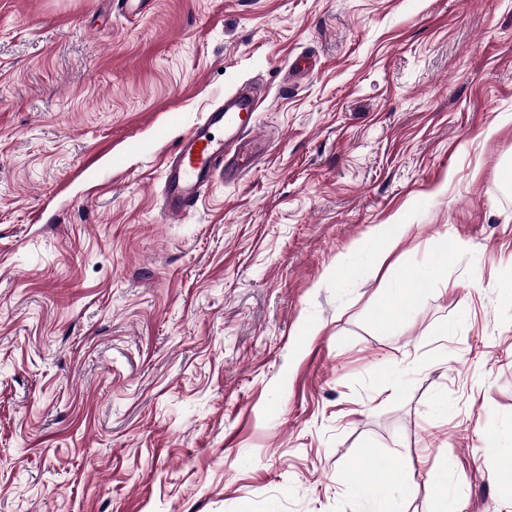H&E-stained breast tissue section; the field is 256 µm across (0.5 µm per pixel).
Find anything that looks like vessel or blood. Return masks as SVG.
<instances>
[{
    "label": "vessel or blood",
    "mask_w": 512,
    "mask_h": 512,
    "mask_svg": "<svg viewBox=\"0 0 512 512\" xmlns=\"http://www.w3.org/2000/svg\"><path fill=\"white\" fill-rule=\"evenodd\" d=\"M259 99L251 91L225 95L176 144L163 173V211L179 220L193 212L217 177L238 179L251 173L259 149L246 138L256 129Z\"/></svg>",
    "instance_id": "1"
}]
</instances>
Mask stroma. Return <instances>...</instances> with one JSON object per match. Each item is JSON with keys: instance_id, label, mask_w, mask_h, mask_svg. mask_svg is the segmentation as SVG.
<instances>
[{"instance_id": "stroma-1", "label": "stroma", "mask_w": 512, "mask_h": 512, "mask_svg": "<svg viewBox=\"0 0 512 512\" xmlns=\"http://www.w3.org/2000/svg\"><path fill=\"white\" fill-rule=\"evenodd\" d=\"M246 83L256 170L168 220ZM509 288L512 0H0V512H512ZM406 283L399 298L389 297L377 313L378 322L384 326H390L409 314L422 301L421 286L427 280L419 270L410 272L405 277ZM346 481L371 500L370 512H396L393 495L408 496L413 491L404 477L374 466L354 468L346 475Z\"/></svg>"}]
</instances>
